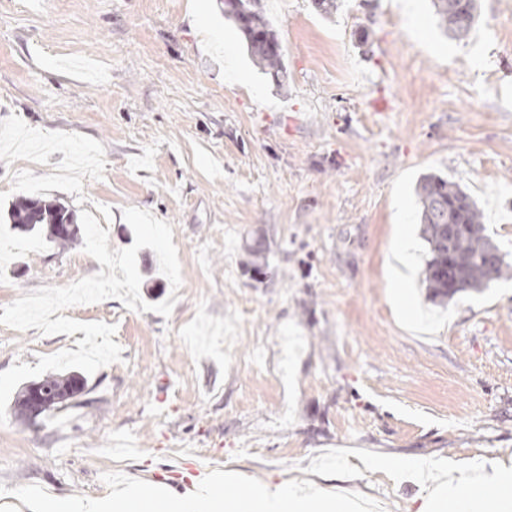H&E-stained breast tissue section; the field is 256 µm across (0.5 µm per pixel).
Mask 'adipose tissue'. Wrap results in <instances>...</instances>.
<instances>
[{"label": "adipose tissue", "mask_w": 512, "mask_h": 512, "mask_svg": "<svg viewBox=\"0 0 512 512\" xmlns=\"http://www.w3.org/2000/svg\"><path fill=\"white\" fill-rule=\"evenodd\" d=\"M452 479L435 486L428 494L422 512H443L446 500H454L459 512H512V469L491 466L485 478L492 482L493 496L480 492L467 478L466 465L452 463ZM83 512H357L351 498L330 495L312 488L293 489L285 484H258L247 495L230 494L223 502L205 498L173 502L161 489L149 495L140 492L113 494L108 503L91 500Z\"/></svg>", "instance_id": "obj_1"}]
</instances>
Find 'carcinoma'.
I'll use <instances>...</instances> for the list:
<instances>
[{"label": "carcinoma", "mask_w": 512, "mask_h": 512, "mask_svg": "<svg viewBox=\"0 0 512 512\" xmlns=\"http://www.w3.org/2000/svg\"><path fill=\"white\" fill-rule=\"evenodd\" d=\"M439 27L445 35L461 40L469 35L477 21V0H431ZM241 33L252 61L278 87L288 80L281 43L276 30L261 8V0H236L224 11ZM420 224L428 246L425 284L430 297L440 302L454 299L469 291L480 292L501 278L512 276V267L499 260L494 275L485 268L484 257L500 252L485 232L481 213L472 196L459 185L440 176L426 175L417 186ZM13 228L26 233L43 234L59 245H69L81 238V228L73 214L54 200L21 196L7 212ZM460 224L462 231L448 240V225ZM38 388L56 401L44 409L50 412L85 389L84 377L77 372L50 373L42 379L24 384L14 401V417L30 423L32 388Z\"/></svg>", "instance_id": "cac0c4a2"}]
</instances>
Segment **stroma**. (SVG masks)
<instances>
[{
  "label": "stroma",
  "mask_w": 512,
  "mask_h": 512,
  "mask_svg": "<svg viewBox=\"0 0 512 512\" xmlns=\"http://www.w3.org/2000/svg\"><path fill=\"white\" fill-rule=\"evenodd\" d=\"M262 0L288 83L251 61L219 0H0V308L94 275L82 245L13 229L15 198L91 213L109 249L122 211L173 228L182 284L148 248L141 298L65 310L116 325L119 362L32 424L0 426V512L106 498L150 467L180 494L258 482L342 488L370 512H418L449 462L512 468V278L445 304L416 275L414 320L388 283L397 225L427 244L416 186L472 195L512 264V0H479L462 40L430 0ZM83 332L0 325V371ZM422 458L423 471L376 459ZM181 459L179 477L164 470Z\"/></svg>",
  "instance_id": "1"
}]
</instances>
